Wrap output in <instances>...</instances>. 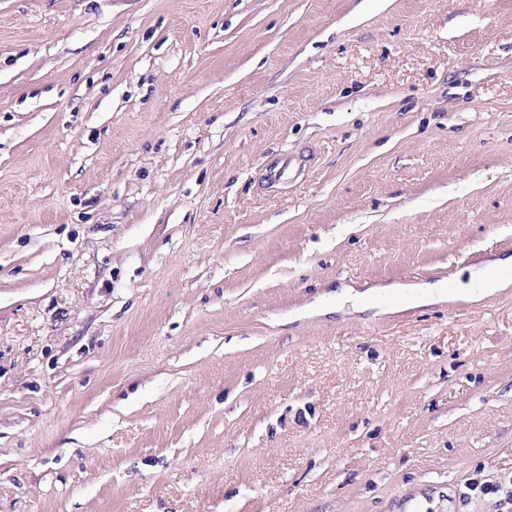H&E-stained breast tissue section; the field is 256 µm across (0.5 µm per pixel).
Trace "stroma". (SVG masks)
Wrapping results in <instances>:
<instances>
[{"label":"stroma","mask_w":512,"mask_h":512,"mask_svg":"<svg viewBox=\"0 0 512 512\" xmlns=\"http://www.w3.org/2000/svg\"><path fill=\"white\" fill-rule=\"evenodd\" d=\"M510 241L512 0H0V512H496ZM512 267V257H507L503 259H497L490 263H487L479 268L471 269L469 283H458V288L462 290H466V292H471L476 288H480V283L484 279H490L494 277L498 270ZM466 488L483 496L496 497L497 512L512 511V492H504L501 483H492L487 481H479L477 479H469Z\"/></svg>","instance_id":"obj_1"}]
</instances>
